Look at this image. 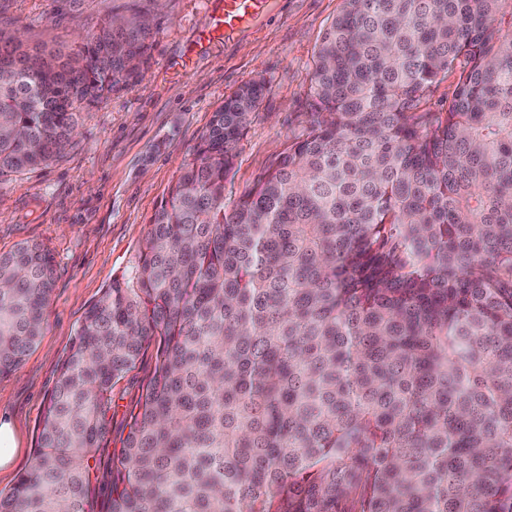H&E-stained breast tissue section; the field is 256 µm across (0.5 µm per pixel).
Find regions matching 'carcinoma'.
<instances>
[{"label": "carcinoma", "instance_id": "carcinoma-1", "mask_svg": "<svg viewBox=\"0 0 512 512\" xmlns=\"http://www.w3.org/2000/svg\"><path fill=\"white\" fill-rule=\"evenodd\" d=\"M150 38L133 7L67 56L0 39V178L56 157ZM267 91L214 112L87 311L0 512H96L112 390L151 345L106 512H512V0H343L305 132L228 204ZM54 287L43 247L0 254L1 379ZM455 91V77H448L434 85L426 98L424 108L430 112H444Z\"/></svg>", "mask_w": 512, "mask_h": 512}]
</instances>
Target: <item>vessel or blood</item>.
I'll use <instances>...</instances> for the list:
<instances>
[{
  "label": "vessel or blood",
  "instance_id": "vessel-or-blood-1",
  "mask_svg": "<svg viewBox=\"0 0 512 512\" xmlns=\"http://www.w3.org/2000/svg\"><path fill=\"white\" fill-rule=\"evenodd\" d=\"M265 7L266 0H211L209 25L201 31L196 42L177 61V68L182 70L190 68L198 52L223 43L232 36L237 24L263 13Z\"/></svg>",
  "mask_w": 512,
  "mask_h": 512
}]
</instances>
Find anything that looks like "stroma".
<instances>
[{
	"mask_svg": "<svg viewBox=\"0 0 512 512\" xmlns=\"http://www.w3.org/2000/svg\"><path fill=\"white\" fill-rule=\"evenodd\" d=\"M128 2L0 0V36L19 38L30 54L68 53L125 14ZM341 8L342 0H273L266 17L174 74L169 64L209 22L208 0H162L141 77L82 107L78 134L59 157L0 178V253L38 243L56 263L46 328L20 368L0 380V415L12 420L21 444L12 469L0 474V492L30 467L38 421L80 322L132 259L155 209L194 160L213 112L239 87L265 78L269 91L235 149L225 190L233 201L304 131L313 59ZM154 366L150 346L113 388L101 474L119 466L130 415Z\"/></svg>",
	"mask_w": 512,
	"mask_h": 512,
	"instance_id": "1",
	"label": "stroma"
}]
</instances>
